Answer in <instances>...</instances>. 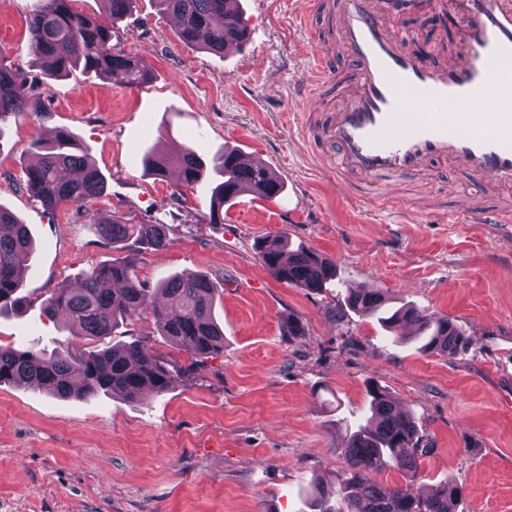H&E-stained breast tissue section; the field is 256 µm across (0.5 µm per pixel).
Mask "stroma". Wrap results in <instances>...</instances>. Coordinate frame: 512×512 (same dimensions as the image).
I'll return each instance as SVG.
<instances>
[{
    "label": "stroma",
    "mask_w": 512,
    "mask_h": 512,
    "mask_svg": "<svg viewBox=\"0 0 512 512\" xmlns=\"http://www.w3.org/2000/svg\"><path fill=\"white\" fill-rule=\"evenodd\" d=\"M376 2L411 46L459 62L449 0ZM238 5L249 39L221 56L182 44L154 0H135L116 23L117 46L145 60L151 77L132 89L118 74L45 75L26 24L32 0H0L6 62L38 81L48 108L42 118L0 121V204L34 241L27 291L76 287L93 266L126 257L149 288L169 274L207 275L224 329L223 352L200 372L136 402L0 385V512H311L313 481L346 467L341 443L363 424L372 384L388 389L436 448L415 481L386 469L375 475L380 485L425 493L453 479L462 486L453 512H512V239L457 221L465 209L512 208V188L485 189L445 160L372 183L335 169L302 132L305 120L336 111L351 86L334 15L317 11L316 0ZM322 59L333 61L336 80L303 98ZM61 129L106 179L88 209L165 225L167 248L112 247L75 205L47 211L21 193L31 141ZM191 139L209 158L228 147L259 157L282 191L268 200L240 195L225 203L223 223H210L215 178L180 189L175 174L144 168L149 153H173ZM276 234L289 249L328 258L335 280L318 292L278 281L257 250ZM350 286L456 320L467 350L449 358L388 338L376 318L345 309ZM291 316L300 335L287 332ZM116 340L142 341L181 368L191 363L148 311L90 340L36 305L0 317V344L16 349H100Z\"/></svg>",
    "instance_id": "stroma-1"
}]
</instances>
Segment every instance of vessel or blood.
<instances>
[{
	"label": "vessel or blood",
	"instance_id": "1",
	"mask_svg": "<svg viewBox=\"0 0 512 512\" xmlns=\"http://www.w3.org/2000/svg\"><path fill=\"white\" fill-rule=\"evenodd\" d=\"M461 63L410 49L372 0H339L340 49L356 84L313 132L323 153L370 180L417 175L435 159L462 167L487 186L512 185V0H450ZM491 109L473 111L479 98ZM468 224H511L512 209L461 215Z\"/></svg>",
	"mask_w": 512,
	"mask_h": 512
}]
</instances>
